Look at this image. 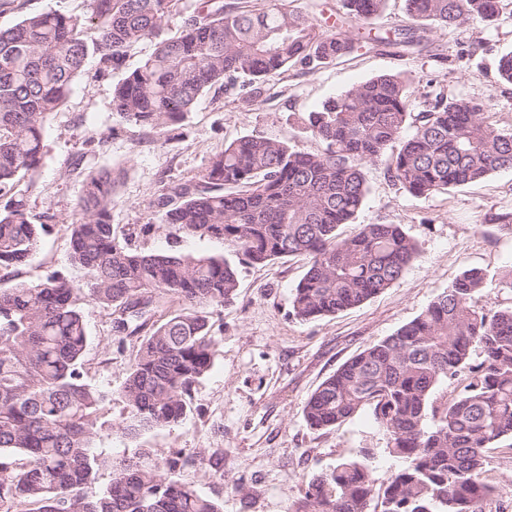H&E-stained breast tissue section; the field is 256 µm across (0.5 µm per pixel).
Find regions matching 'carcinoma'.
Listing matches in <instances>:
<instances>
[{
  "mask_svg": "<svg viewBox=\"0 0 512 512\" xmlns=\"http://www.w3.org/2000/svg\"><path fill=\"white\" fill-rule=\"evenodd\" d=\"M178 0H90V13H30L0 29V267L23 265L38 245L18 175L34 179L47 118L83 71L126 76L112 108L145 130L177 124L211 89L261 84L293 67L329 65L367 43H416L432 30L492 25L501 0H405L415 26L372 33L387 0H340L350 29L320 34L281 0H197L178 32L160 37ZM157 39L130 69L132 47ZM490 109L444 91L412 101L409 79L381 74L351 86L301 118L317 151L259 135L214 155L202 176L168 182L155 200L162 223L217 239L252 264L308 259L292 295L294 315L316 320L358 307L390 288L418 257L397 224H360L346 238L368 193L365 168L385 160L387 178L416 197L512 170V129ZM119 177L87 174L70 224V261L89 288L62 272L0 289V512H222L221 504L176 475L205 460L172 451L114 461L98 450L105 392L84 377L85 298L110 310L113 329L143 334L122 386L123 430L166 428L186 415V396L211 369L210 314L233 299L234 266L222 256L142 252L120 240L111 210ZM484 274L463 271L413 321L365 346L304 402L310 429L329 430L368 409L404 465L378 486L369 466L348 460L313 477L299 512H484L489 452L512 439V306L480 305ZM173 295L182 307L158 315ZM458 393L440 402L450 382ZM21 454L18 464L14 456ZM103 468L109 485L87 494Z\"/></svg>",
  "mask_w": 512,
  "mask_h": 512,
  "instance_id": "1",
  "label": "carcinoma"
}]
</instances>
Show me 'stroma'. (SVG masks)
<instances>
[{
  "instance_id": "stroma-1",
  "label": "stroma",
  "mask_w": 512,
  "mask_h": 512,
  "mask_svg": "<svg viewBox=\"0 0 512 512\" xmlns=\"http://www.w3.org/2000/svg\"><path fill=\"white\" fill-rule=\"evenodd\" d=\"M48 10L83 15L89 0H0V29L14 26L25 14ZM429 38L430 52L367 45L331 65L288 71L252 101L236 88L206 93L176 126L154 131L128 125L113 112L112 86L119 75L95 78L93 61H86L65 105L46 123L42 163L24 196L33 220L45 229L25 265L0 269V288L37 281L55 270L87 286V271L70 261L68 226L78 214L86 174L98 169L120 175L111 211L117 235L132 234L133 244L145 252L227 257L235 263L239 283L233 300L211 315L213 365L188 397L183 421L133 436L123 429L127 410L121 388L134 343L120 341L113 332L108 309L85 302V378L107 394L96 439L104 454L120 459L138 450L161 456L222 449L223 476H215L206 462L182 472L181 478L217 499L223 512H296L313 475L357 458L363 448L371 451L376 482H386L398 470L399 460L385 451L387 435L370 412L315 431L303 418V404L343 362L414 320L465 270L486 273L485 308L512 305V288L501 283L512 268V232L501 227L502 216L512 215V171L415 197L389 182L383 163L368 166L364 205L355 224L339 226L340 236L351 235L359 223L397 224L416 241L420 255L391 288L361 306L314 321L297 319L291 306L305 259L248 263L222 241L163 225L152 203L163 183L198 179L213 154L246 135L319 149L301 116L379 74L408 76L416 101L441 89L451 97L482 102L490 106V119L498 127H512V84L500 82L496 74L499 56L512 50V15L502 14L490 26L437 30ZM144 224L151 225L150 233H141ZM484 477L495 489L485 512H512L511 445L504 442L492 451Z\"/></svg>"
}]
</instances>
